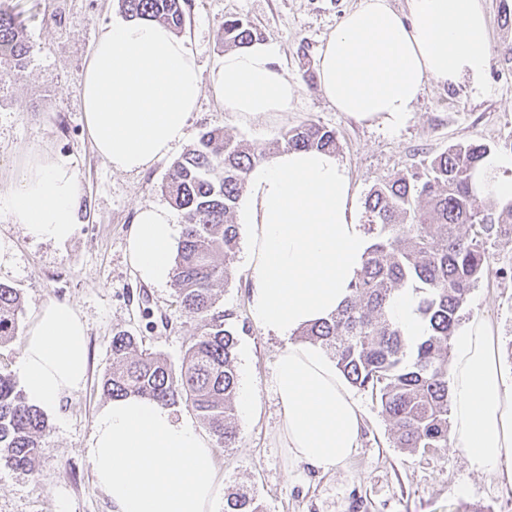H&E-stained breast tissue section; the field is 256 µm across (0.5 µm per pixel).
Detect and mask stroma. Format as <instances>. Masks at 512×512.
<instances>
[{
	"label": "stroma",
	"mask_w": 512,
	"mask_h": 512,
	"mask_svg": "<svg viewBox=\"0 0 512 512\" xmlns=\"http://www.w3.org/2000/svg\"><path fill=\"white\" fill-rule=\"evenodd\" d=\"M31 53L24 71H0V192L16 181L29 153L51 150L69 156L83 183L80 231L59 245L36 242L0 212V282L16 288L22 311L14 337L0 345V368L19 375L23 340L41 303L74 305L88 326L87 380L46 413L47 430L32 470L0 462V512H112L97 485L85 450L107 399L101 378L112 367L116 332L137 336L143 348L179 367L196 336V321L182 313L173 282L143 283L129 265L126 238L140 207L169 206L162 190L174 159L202 132L219 126L255 154L301 122L335 129L337 156L347 169L356 208L370 187L458 143L486 144L505 154L512 136V26L501 18L502 0H481L489 31V67L480 84L448 89L427 85L413 112L397 128L369 125L336 111L322 96L317 69L328 36L358 0H191L182 32L203 73L216 67L227 46L224 19L249 20L261 40L278 47L277 63L300 85L289 111L245 119L225 111L204 87L184 144L140 173L115 172L96 154L78 93L99 31L120 16L119 0H16ZM491 275L471 292L464 318L489 320L498 356L512 381V241L488 246ZM236 275L216 286L219 309L232 313L238 331L236 370L252 396L238 414L236 447L215 451L225 494L250 489L265 512H512V489L498 475L469 471L453 448L394 447L391 426L369 393L354 390L363 429L352 459L321 473L289 454L280 432L273 367L282 340L250 316L253 270L245 251L234 259Z\"/></svg>",
	"instance_id": "obj_1"
}]
</instances>
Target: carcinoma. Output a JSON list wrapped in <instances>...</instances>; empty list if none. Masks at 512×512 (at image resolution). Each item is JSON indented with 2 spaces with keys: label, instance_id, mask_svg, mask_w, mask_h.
<instances>
[{
  "label": "carcinoma",
  "instance_id": "1",
  "mask_svg": "<svg viewBox=\"0 0 512 512\" xmlns=\"http://www.w3.org/2000/svg\"><path fill=\"white\" fill-rule=\"evenodd\" d=\"M188 0H121L125 15L157 20L181 33ZM256 29L238 17L224 19V40L251 44ZM29 46L21 13L0 3V59L25 69ZM336 131L302 123L271 143L285 149L336 152ZM489 152L479 142L456 144L375 183L364 202L370 236L351 296L336 313L300 331L321 344L353 386L371 394L392 425L394 445L415 451L450 445L448 358L471 290L489 272L492 239L512 237V201L480 205L472 171ZM261 160L241 141L213 127L173 163L162 189L183 212L185 224L172 269L182 312L198 321L180 372L161 355L139 349L125 331L112 336V369L101 381L111 399L139 396L166 407L184 404L208 427L218 446L233 448L238 375L237 330L217 310L214 287L233 278L239 250L235 212L247 175ZM416 298L426 333L410 342L389 308L402 290ZM22 299L0 283V345L14 336ZM47 428L44 414L28 404L9 372L0 370V460L16 469L34 466ZM224 512H264L252 493L224 501Z\"/></svg>",
  "mask_w": 512,
  "mask_h": 512
}]
</instances>
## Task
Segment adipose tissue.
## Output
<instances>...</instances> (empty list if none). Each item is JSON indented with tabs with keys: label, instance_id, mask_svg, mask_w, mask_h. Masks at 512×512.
Instances as JSON below:
<instances>
[{
	"label": "adipose tissue",
	"instance_id": "ef3b65f1",
	"mask_svg": "<svg viewBox=\"0 0 512 512\" xmlns=\"http://www.w3.org/2000/svg\"><path fill=\"white\" fill-rule=\"evenodd\" d=\"M488 46L480 0H406L401 13L389 0H359L320 52L318 85L336 111L395 128L427 84L481 81ZM277 54L268 42L233 49L205 78L187 41L168 26L113 20L94 43L79 91L97 155L115 171L151 168L186 139L207 84L226 111H288L300 85L279 69ZM505 169L512 156L486 155L472 173L474 188L512 200V179L499 176ZM82 195L68 157L35 152L0 193V208L29 238L63 244L80 229ZM239 221L251 229V318L285 342L272 381L280 430L295 460L336 471L358 446L360 408L324 348L294 336L343 304L370 246L355 219L348 171L332 153L280 152L249 172ZM175 235L167 208L138 211L126 253L141 281H168ZM20 374L28 402L47 411L84 384L88 328L71 303L40 306ZM448 388L453 447L470 471L512 484V384L486 319L472 317L456 332ZM86 455L112 512H216L214 449L170 408L138 397L109 401L95 417Z\"/></svg>",
	"mask_w": 512,
	"mask_h": 512
}]
</instances>
